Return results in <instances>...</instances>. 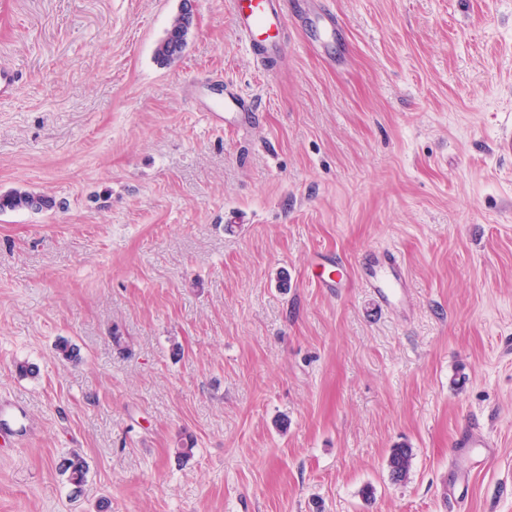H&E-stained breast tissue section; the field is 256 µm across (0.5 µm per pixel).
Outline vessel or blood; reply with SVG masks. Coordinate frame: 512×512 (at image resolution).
<instances>
[{
  "mask_svg": "<svg viewBox=\"0 0 512 512\" xmlns=\"http://www.w3.org/2000/svg\"><path fill=\"white\" fill-rule=\"evenodd\" d=\"M237 32L249 43L253 52L268 60L283 54L287 47V19L280 0H229ZM210 119L224 120L238 126L248 125L253 112L244 101L225 99L223 112H210ZM367 287L372 288L377 303H395L404 286L403 267L398 255L388 249L370 255L362 265ZM22 407L0 404V439L18 441L21 432L13 425L23 418ZM495 454V444L478 432L472 424L462 426L453 441V465L448 473L446 492L455 512H464L475 472Z\"/></svg>",
  "mask_w": 512,
  "mask_h": 512,
  "instance_id": "vessel-or-blood-1",
  "label": "vessel or blood"
}]
</instances>
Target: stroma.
I'll list each match as a JSON object with an SVG mask.
<instances>
[{
    "label": "stroma",
    "instance_id": "obj_1",
    "mask_svg": "<svg viewBox=\"0 0 512 512\" xmlns=\"http://www.w3.org/2000/svg\"><path fill=\"white\" fill-rule=\"evenodd\" d=\"M303 2L265 63L194 0L163 65L182 0H0V193L56 202L0 213V398L30 422L0 512H449L472 418L467 512H512V0H318L328 43ZM228 94L252 124L208 120ZM191 15V4L188 0H185L183 13L180 12L168 30L166 38L156 49V57L161 64H167L183 53L187 45ZM367 288H372L379 306L396 303L404 288L403 267L398 255L388 249L374 253L362 265ZM453 448L446 494L453 508L461 512L466 510L472 476L495 455V443L467 422L458 430ZM412 451L409 448H394L388 457L390 476L395 481L404 480L410 470ZM61 468L65 473H69L68 480L73 485L74 492L81 493L87 474V466L83 458L76 454L64 458L61 462Z\"/></svg>",
    "mask_w": 512,
    "mask_h": 512
}]
</instances>
